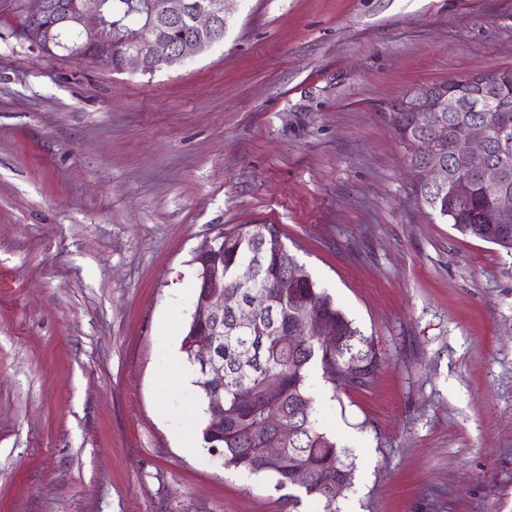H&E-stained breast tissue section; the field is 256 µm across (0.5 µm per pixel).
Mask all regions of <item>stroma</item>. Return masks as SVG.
Returning <instances> with one entry per match:
<instances>
[{
    "label": "stroma",
    "instance_id": "obj_1",
    "mask_svg": "<svg viewBox=\"0 0 512 512\" xmlns=\"http://www.w3.org/2000/svg\"><path fill=\"white\" fill-rule=\"evenodd\" d=\"M224 39L140 72L47 57L0 6V512H323L225 469L163 395L195 252L274 224L382 367L309 384L354 457L338 512H512V255L422 204L409 88L512 68V0H228Z\"/></svg>",
    "mask_w": 512,
    "mask_h": 512
}]
</instances>
